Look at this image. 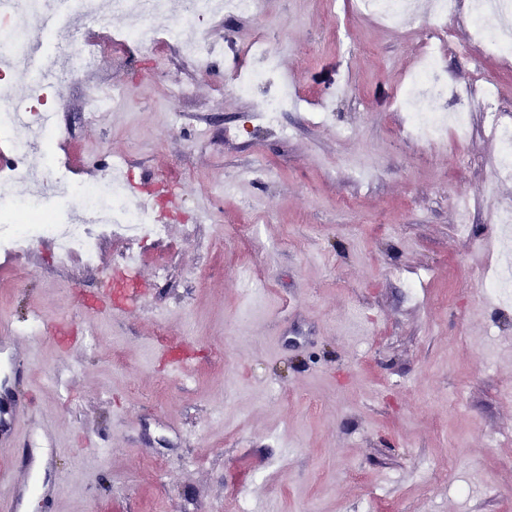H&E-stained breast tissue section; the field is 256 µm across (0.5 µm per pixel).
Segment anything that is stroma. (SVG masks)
<instances>
[{
	"instance_id": "35a3bbf8",
	"label": "stroma",
	"mask_w": 512,
	"mask_h": 512,
	"mask_svg": "<svg viewBox=\"0 0 512 512\" xmlns=\"http://www.w3.org/2000/svg\"><path fill=\"white\" fill-rule=\"evenodd\" d=\"M261 10L224 17L220 37L211 22L185 31L223 51L193 64L168 42L113 43L130 21L100 0L110 64L52 90L76 181L123 158L137 183L182 195L160 209L167 237L137 247L146 294L132 312L85 305L121 242L91 268L58 266L46 239L0 253V320L22 338L0 348V385L57 428L35 460L59 483L57 512H512V305L480 293L512 251L492 217L512 207V180L493 179L481 110L465 140L405 132L397 100L433 10L409 28L357 0ZM470 31L463 11L445 24L448 76L491 81L512 115V67L470 55ZM262 34L299 92L275 125L258 119L264 89L238 96L225 68ZM93 83L126 94L90 119ZM59 318L78 351L39 334ZM16 350L32 367L21 381Z\"/></svg>"
}]
</instances>
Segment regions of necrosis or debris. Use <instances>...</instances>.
<instances>
[{
    "label": "necrosis or debris",
    "instance_id": "obj_1",
    "mask_svg": "<svg viewBox=\"0 0 512 512\" xmlns=\"http://www.w3.org/2000/svg\"><path fill=\"white\" fill-rule=\"evenodd\" d=\"M58 0H0V135L9 138L13 150L12 175L20 179L40 168L44 183L40 191L24 199H14L9 181L0 182V252L14 254L27 248L33 240L46 236L58 242L57 263L74 255L87 265H94L100 242L110 236L125 240V262H133L134 247L144 237L162 239L165 225L152 217L151 207L130 205L125 197L122 175L124 160L105 163L99 183L82 185L71 176V168L56 154L57 105L50 90L60 76L48 71L34 78L36 102L15 108L11 96V79L31 52L54 57L66 51L71 74L94 75L105 64L106 51L93 42H73L82 26L98 18L95 0H78L75 16H62L57 24L46 28L45 42L32 45L25 39L30 21L45 18L57 8ZM132 24L121 35V42L152 49L158 42L157 26H165L172 39L178 40L180 53L192 62L206 61L211 48L205 40L181 41L183 29L194 26L204 16L251 15L261 12V0H186L179 12H171L167 0H123ZM467 8L475 33L485 42L493 56H512V0H433L435 20L451 17L459 8ZM252 59L249 66L233 63L231 87L241 96L250 95L259 85L273 84L268 96L263 122L278 123L281 113L296 110L298 102L292 87L277 82L276 50L271 41L258 37L246 48ZM440 48L428 44L419 65L403 91L398 105L406 112L411 132L428 142L443 140L448 133L466 138L470 131L475 104L489 113V128L498 142L495 175L512 179V121L494 109L491 88L459 91L448 78L439 60ZM426 99L431 111H413L415 99Z\"/></svg>",
    "mask_w": 512,
    "mask_h": 512
}]
</instances>
